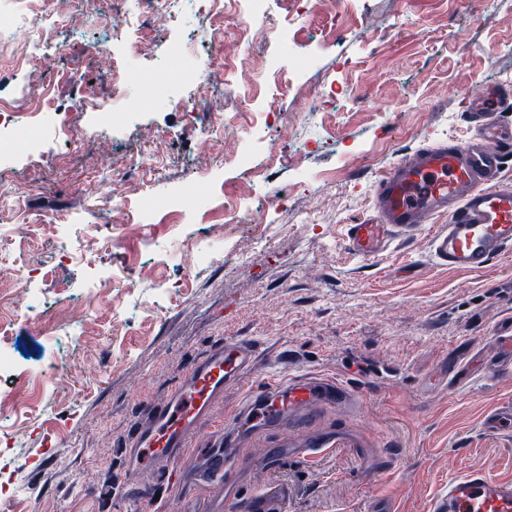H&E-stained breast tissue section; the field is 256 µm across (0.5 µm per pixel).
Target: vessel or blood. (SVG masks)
<instances>
[{"instance_id": "vessel-or-blood-1", "label": "vessel or blood", "mask_w": 512, "mask_h": 512, "mask_svg": "<svg viewBox=\"0 0 512 512\" xmlns=\"http://www.w3.org/2000/svg\"><path fill=\"white\" fill-rule=\"evenodd\" d=\"M464 119L472 136L464 142H426L402 156L372 188V213L346 227L344 242L356 256L370 259L395 241H410L433 218L442 223L431 236V254L441 265L467 272L484 270L512 248V188L501 185L512 161V91L476 80L465 95ZM256 346L242 339L214 345L152 408L129 437L125 448L130 475L145 468L166 483L183 485V463L191 449L220 435L234 451L212 454L210 466L197 477L216 505L238 512L236 499L225 496L226 476L245 461L238 454L242 430L252 439L280 431L276 445L311 458L339 440L337 431L318 430L321 417L344 410L357 416L366 393L362 387L315 375L266 374L239 410L219 417L227 391L253 369ZM134 512H157L153 489L132 487ZM432 512H512V481L473 470L449 479L434 496Z\"/></svg>"}]
</instances>
